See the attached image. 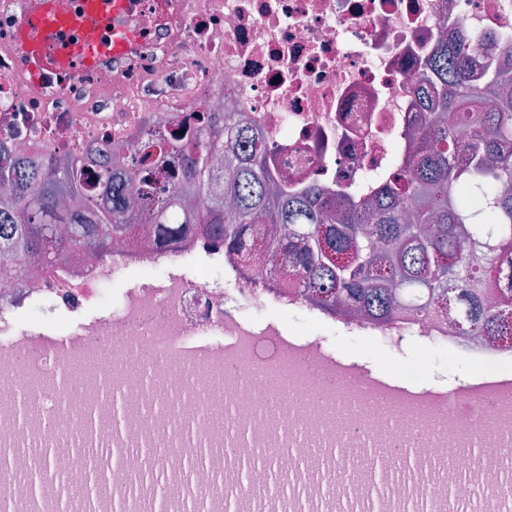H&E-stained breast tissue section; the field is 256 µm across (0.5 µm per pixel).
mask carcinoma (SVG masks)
<instances>
[{
    "mask_svg": "<svg viewBox=\"0 0 512 512\" xmlns=\"http://www.w3.org/2000/svg\"><path fill=\"white\" fill-rule=\"evenodd\" d=\"M481 35L470 43L438 42L432 71L420 73L427 124L416 135L405 170L391 180L375 171L368 182L383 183L369 211H349L343 222L309 189L294 195L274 190L263 149L241 148L242 130L231 118L219 126L207 113L197 117L182 143L171 149L186 157L184 188L202 197L233 193L230 218L184 209L181 189L172 187L153 210L155 233L173 242L177 223L206 224L241 265L252 268L258 254L291 260L299 293L324 303L341 302L377 319L401 310L415 315L455 312L465 336L512 337V108L502 96L512 90V29L499 34L506 53L484 65L481 81L470 82V64ZM468 132L464 151L455 148L456 128ZM224 155V165L217 157ZM162 146L143 145L140 166L125 179L112 168L87 177V163L70 157L28 167L5 153L0 160V262L24 254L51 263L89 245L109 251L112 239L133 225L119 214L130 205L147 207L144 187L165 172ZM112 212L115 222H103ZM88 457L93 482L107 459ZM261 465L277 479L278 456L265 448L238 449V469ZM34 481L54 473L48 455L35 457Z\"/></svg>",
    "mask_w": 512,
    "mask_h": 512,
    "instance_id": "obj_1",
    "label": "carcinoma"
}]
</instances>
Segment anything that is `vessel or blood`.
<instances>
[{"label":"vessel or blood","instance_id":"vessel-or-blood-1","mask_svg":"<svg viewBox=\"0 0 512 512\" xmlns=\"http://www.w3.org/2000/svg\"><path fill=\"white\" fill-rule=\"evenodd\" d=\"M141 0H26L11 44L29 85L64 87L103 59L123 56L142 35L132 24Z\"/></svg>","mask_w":512,"mask_h":512}]
</instances>
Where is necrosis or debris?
Segmentation results:
<instances>
[{
	"label": "necrosis or debris",
	"instance_id": "obj_1",
	"mask_svg": "<svg viewBox=\"0 0 512 512\" xmlns=\"http://www.w3.org/2000/svg\"><path fill=\"white\" fill-rule=\"evenodd\" d=\"M23 0H0V148L30 149L43 161L62 156L100 157L119 149V169L138 167L146 139L171 143L181 120L198 112L229 115L266 149L277 185L318 190L338 213L366 209L378 196L363 173H388L394 154L409 157L424 117L414 79L426 70L439 41L471 42L481 34L473 69L502 56L497 36L512 29V0H171L168 10L144 0L133 22L145 38L121 57L103 59L60 90L29 93L16 55L8 50ZM134 238L109 252L80 251L50 264L15 258L18 278L0 273V447L26 444L72 447L84 441L105 448H146L155 433L186 423L206 447L224 445L205 412L224 408L244 427L253 448L374 450L386 466L408 442L420 454L449 463L440 485L415 488L433 512L447 499L478 501L484 512H512V481L487 463L486 450L512 447V346L492 337L463 336L454 317H413L400 312L377 321L292 295L281 260L261 259L241 269L224 241L203 225L174 247L159 244L146 211H138ZM138 288L106 286L118 277ZM276 309L288 313L287 330L258 329L249 320ZM342 328L390 351L410 339L439 356L485 369L494 401L472 397L460 385L458 409L441 391L401 392V402L425 409L430 427L375 413L358 364L342 360L319 341ZM72 342L63 357L43 346L45 329ZM179 336H237L238 349L207 357L168 358ZM107 353L112 391L101 382L71 377L87 356ZM314 355L325 372L361 391L347 400L319 379L273 387L270 370L285 359ZM141 360L139 375L122 373ZM224 373V395L207 393V374ZM215 459L186 481L189 498L207 512H241L256 489L245 481L230 489L210 471L232 463ZM8 492L10 512H136L130 476L108 464L102 484L86 499L62 504L53 484L30 491L26 467L16 463ZM290 484L318 483L329 503L363 498L353 478L335 471L296 469Z\"/></svg>",
	"mask_w": 512,
	"mask_h": 512
}]
</instances>
